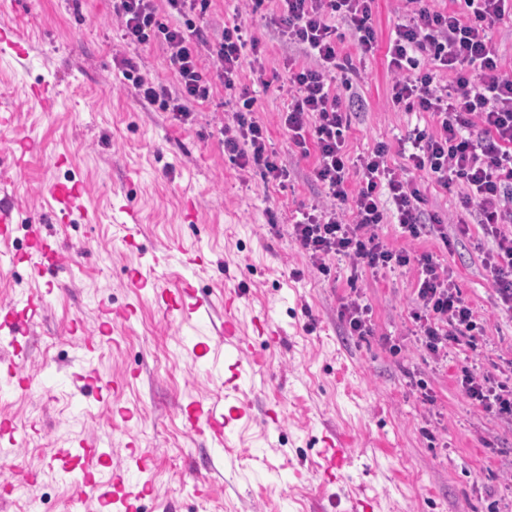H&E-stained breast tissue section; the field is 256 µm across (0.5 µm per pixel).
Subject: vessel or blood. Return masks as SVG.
<instances>
[{
    "instance_id": "b4317fda",
    "label": "vessel or blood",
    "mask_w": 512,
    "mask_h": 512,
    "mask_svg": "<svg viewBox=\"0 0 512 512\" xmlns=\"http://www.w3.org/2000/svg\"><path fill=\"white\" fill-rule=\"evenodd\" d=\"M52 201L61 210L71 211L82 197L80 184L56 183L50 191ZM29 249L23 259L36 267H47L57 263L59 252L38 228L29 230ZM155 299L168 311L177 313L181 321L205 320L211 315V306L197 294L191 283L171 289L162 284L153 286ZM45 299L44 293L27 296L21 301L0 304V377L16 391H26L34 379L27 364L28 351L23 343L29 332L33 317ZM236 298L224 299V317L217 330L220 346L233 354L235 366L240 370L250 369L256 356L247 337L242 336L236 317ZM181 414L189 432L206 437L214 448L216 459H223L227 442L226 428L229 419L221 407L215 404L196 403L182 409ZM56 474L60 481L73 485L81 500L96 501L100 512H145L153 499L152 470L145 459L129 455L125 464H112L110 449L90 450L86 440L73 441L69 447L59 449ZM350 461V450L343 438L328 441L320 455L319 467L327 478H335ZM108 467L112 477L100 482L95 477L98 467ZM137 471V481H130L129 471Z\"/></svg>"
}]
</instances>
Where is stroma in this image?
I'll use <instances>...</instances> for the list:
<instances>
[{"label": "stroma", "instance_id": "1", "mask_svg": "<svg viewBox=\"0 0 512 512\" xmlns=\"http://www.w3.org/2000/svg\"><path fill=\"white\" fill-rule=\"evenodd\" d=\"M279 0L254 13L244 0H215L197 20L206 38L222 22H238L265 50L267 87L258 88L255 117L269 132L290 176L284 185L242 176L216 130L236 103L217 91L183 125L143 104L121 84L114 54L134 59L143 74L168 86L176 77L163 45L128 43L112 17V0H5L0 29L24 36L25 57L0 53V107L18 105L11 127H0V208L12 211L14 232L0 243V301L56 285L29 337L32 363L48 360L61 379L53 393L40 381L0 395V419L13 439L0 438L23 486L0 512H90L76 508L71 486L58 480L56 449L75 438L111 448L113 464L146 455L154 490L173 512H352L370 497L372 512H512V421L484 412L457 386L469 366L512 386V312L504 310L483 266L495 247L462 203L459 187L444 190L418 173L425 213L440 225L413 240L394 223L379 225L390 247L431 254L450 268L483 327L474 347L452 346L437 361L411 318L418 268L363 269L357 286L373 333L350 335L338 315L349 293L347 259L330 276L308 270L289 234L299 213L321 202L314 156H301L280 122L292 98L285 58L297 46L278 37L270 16ZM404 15L401 0H375L380 51L362 55L343 20L336 80L349 111L348 150L357 157L380 142L394 169L407 164L404 146L415 127L433 129L429 114L389 101L391 75L384 45ZM79 181L85 215L60 224L49 216L52 183ZM133 204L140 233L127 238L118 208ZM470 226L457 232V222ZM41 225L60 251V265L37 272L15 262L28 248L27 225ZM203 254L201 267L187 257ZM190 281L199 296L223 305L242 289L237 320L254 345L253 380L239 383L248 415L231 421L224 478L199 493L212 453L205 437L188 435L181 406L224 394L227 361L195 360L186 336L209 337L207 321L178 324L156 303L151 285ZM133 304L124 324L101 325L104 307ZM277 329L267 344L263 324ZM95 337L94 368L117 387L92 408L71 400L72 364L85 337ZM432 395L433 404L422 401ZM341 434L350 466L324 482L316 462L326 437Z\"/></svg>", "mask_w": 512, "mask_h": 512}]
</instances>
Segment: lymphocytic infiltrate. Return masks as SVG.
<instances>
[{
    "instance_id": "1",
    "label": "lymphocytic infiltrate",
    "mask_w": 512,
    "mask_h": 512,
    "mask_svg": "<svg viewBox=\"0 0 512 512\" xmlns=\"http://www.w3.org/2000/svg\"><path fill=\"white\" fill-rule=\"evenodd\" d=\"M212 2L167 0L181 17L169 25L160 21L156 0H116L113 11L125 40L139 45L162 40L178 86L172 89L140 74L138 65L123 55H115V65L142 102L182 124L191 121L194 105L223 87L239 105L232 123L217 131L225 155L241 171L282 184L288 170L269 147L267 127L253 115L254 88L264 82V51L258 40H246L237 24L206 42L196 21L207 15ZM282 2L272 23L280 38L298 46L310 62L302 65L291 58L285 65L293 95L281 122L301 153L315 151L314 176L326 198L292 224V237L310 266L325 276L338 257L350 259L357 268L417 265L412 318L426 348L438 356L447 354L452 344L473 345L478 324L453 271L432 255L389 248L377 233L379 225L393 219L408 236L419 237L422 197L410 173L388 166L386 144L357 158L347 150L349 119L336 92L338 44L330 19L337 16L348 23L362 54L374 55L379 47L374 0ZM407 2L408 17L395 24L387 45L390 100L409 112L430 113L435 122L434 130L416 128L409 136L411 172L426 173L444 189L461 186L463 204L476 205L478 224L496 241L485 267L502 305L512 312V232L505 230L512 223V209L505 206L512 191V77L504 73L502 58L488 37L505 16H512V0H464L461 12L431 8L428 0ZM203 47L216 69L212 80L199 64ZM246 69L254 76L253 85L241 80ZM353 174L360 186L352 191L348 180ZM385 197L392 210L382 206ZM459 382L485 412L512 417L511 387L466 367Z\"/></svg>"
}]
</instances>
